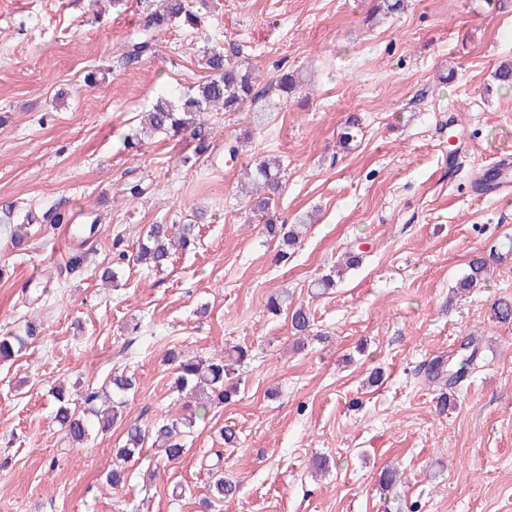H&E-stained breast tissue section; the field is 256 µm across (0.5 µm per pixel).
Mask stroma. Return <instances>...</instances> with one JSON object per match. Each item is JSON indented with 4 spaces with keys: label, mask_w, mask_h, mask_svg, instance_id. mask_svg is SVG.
Wrapping results in <instances>:
<instances>
[{
    "label": "stroma",
    "mask_w": 512,
    "mask_h": 512,
    "mask_svg": "<svg viewBox=\"0 0 512 512\" xmlns=\"http://www.w3.org/2000/svg\"><path fill=\"white\" fill-rule=\"evenodd\" d=\"M372 3L194 0L200 28L162 32L152 56L124 66L140 0H0V333L41 321L27 350L0 365V512H201L217 447L240 483L220 512H512V325L490 318L494 299L512 297V187H474L512 155V90L493 80L512 61V7L405 0L370 25ZM214 45L255 69L264 94L254 116L207 113L213 154L188 167L177 160L195 155L189 135L132 147L159 96L205 79ZM295 68L308 89L287 101L266 93ZM352 115L360 131L344 150ZM236 138L232 157L223 145ZM263 158L284 165L280 218H314L285 262L240 193L243 168ZM50 210L98 221L75 247L78 271L57 251L64 227L44 222ZM152 224L195 225L196 249L102 284L114 245L132 249ZM354 247L359 268L313 296L311 282ZM477 257L492 279L449 303ZM283 289L308 306L311 336L268 314ZM468 342L477 367L451 392L423 379L420 367L450 365ZM234 346L251 352L239 393L197 422L180 463L149 480L146 447L123 488L103 485L127 422L185 412L166 355ZM116 371L137 380L120 420L73 447L51 388L64 383L78 405ZM224 427L234 446L222 447ZM389 465L402 478L385 492Z\"/></svg>",
    "instance_id": "1"
}]
</instances>
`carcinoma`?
<instances>
[{"mask_svg": "<svg viewBox=\"0 0 512 512\" xmlns=\"http://www.w3.org/2000/svg\"><path fill=\"white\" fill-rule=\"evenodd\" d=\"M147 12L144 24L139 32L131 36L125 44L123 56L129 61H136L153 53L154 32L179 20L188 25L197 22V15L192 8V0H146ZM206 68L210 71L209 78L173 98H159L152 109L146 113L141 133L150 136L155 133H189L198 141V152L210 150L211 134L207 129L204 116L208 112L224 110L241 112L247 102L255 98V81L250 69L242 62H228L218 48L209 51L203 57ZM279 94L285 98L304 88L303 75L298 71H284L274 81ZM282 167L266 159L255 161L246 169L245 183L250 187L249 210L252 216L264 223V230L273 239L278 240V256L288 259L290 251L295 249L302 237L305 225L279 224L273 212V203L281 194L283 182ZM195 225L193 224H153L146 232V238L140 242L134 254L125 249L113 252L112 268L103 272L104 279H117L119 271L132 261L141 262L150 268L161 271L168 266L172 250H187L195 244ZM361 256L349 250L345 252L343 261L329 273L314 280L311 288L322 294L336 284L344 271L359 265ZM490 266L487 260L478 258L469 264L467 272L457 280L453 293L463 297L487 280ZM273 315L288 312L290 327L295 333H305L314 325L311 312L304 305L294 306L288 294L281 292L270 296L265 304ZM492 320L512 323V299L501 297L491 305ZM36 319L27 321L22 334L0 336V365L14 359L26 349L29 340L36 337ZM235 358L231 363H224L220 355L203 360L190 353L186 355H169L168 362L173 366L174 385L177 391L195 397L197 408L206 412L215 403H224L237 394V384L232 381L234 366L242 365L249 357V350L242 347L234 348ZM475 369V355L462 356L448 371L440 370L435 365L429 368L428 375L439 378L448 374L446 382L450 385L466 378ZM136 378L133 374L117 373L110 377L108 386L100 390L86 392L85 401L88 410L82 412L71 407L63 388L52 391L55 399L54 418L64 430L68 440L78 446L84 445L93 430L108 429L117 418L118 406L109 407L116 396L134 390ZM194 417L169 415L161 417L149 428L136 422L125 428V443L116 453V462L106 473L105 483L112 490L123 487L127 481L126 463L131 461L141 448L151 444L157 449L156 470L164 469L178 462L185 453L183 437L191 433ZM215 462L212 464V481L209 485L211 498L205 500L204 507L212 503L233 498L239 492L236 483L224 479L223 451L214 452Z\"/></svg>", "mask_w": 512, "mask_h": 512, "instance_id": "cac0c4a2", "label": "carcinoma"}]
</instances>
